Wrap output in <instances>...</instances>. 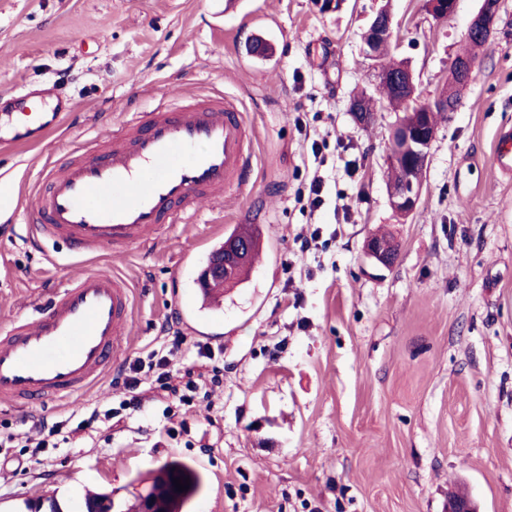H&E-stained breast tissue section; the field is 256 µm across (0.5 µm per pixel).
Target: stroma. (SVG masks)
<instances>
[{
	"label": "stroma",
	"mask_w": 512,
	"mask_h": 512,
	"mask_svg": "<svg viewBox=\"0 0 512 512\" xmlns=\"http://www.w3.org/2000/svg\"><path fill=\"white\" fill-rule=\"evenodd\" d=\"M317 2L0 0V92L49 83L74 106L41 144L0 151V336L84 269L34 234L42 167L110 137L127 113L221 91L242 107L254 158L247 194L197 203L153 249L95 259L134 291L124 357L160 348L194 286L177 271L183 251L238 224L261 225L265 241L210 342L223 388L180 409L190 437L167 435L166 405L150 395L143 412L40 462L0 447V512L39 497L76 512L92 487L121 503L142 492L135 475L173 460L204 478L192 512H446L462 484L478 512H512V176L492 161L512 130V0L438 124L405 219L384 177L397 113L379 101L364 127L350 112L356 93L376 90L363 36L389 6L394 52L425 102L467 49L481 0H457L445 21L424 0ZM259 33L276 47L264 62L247 52ZM316 174L325 204L314 210L300 191ZM380 230L399 247L390 268L363 253Z\"/></svg>",
	"instance_id": "stroma-1"
}]
</instances>
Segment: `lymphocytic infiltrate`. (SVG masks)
Here are the masks:
<instances>
[{
    "mask_svg": "<svg viewBox=\"0 0 512 512\" xmlns=\"http://www.w3.org/2000/svg\"><path fill=\"white\" fill-rule=\"evenodd\" d=\"M164 341L160 348L150 351L146 356L124 362L112 379L113 386L123 387L124 396L115 405H91L72 411L71 415L59 421L47 418L37 419L35 426L39 431L37 439L21 440L18 434L10 431H0V446L24 442L31 458L48 450L60 447L70 436L79 434L91 428L95 422L121 419L142 406L139 389L142 385H150L162 397L167 398L166 415L170 421L167 433L171 438L189 435L186 422L177 418L180 406L192 404L200 386L215 388L224 383V369L214 349L207 344L197 347V356L203 359L208 367V373L203 381L194 380L177 385L172 381V359L179 353L186 342L185 336L173 327H165Z\"/></svg>",
    "mask_w": 512,
    "mask_h": 512,
    "instance_id": "1",
    "label": "lymphocytic infiltrate"
}]
</instances>
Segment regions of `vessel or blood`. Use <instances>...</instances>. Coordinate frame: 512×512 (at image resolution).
<instances>
[{
	"mask_svg": "<svg viewBox=\"0 0 512 512\" xmlns=\"http://www.w3.org/2000/svg\"><path fill=\"white\" fill-rule=\"evenodd\" d=\"M72 109L54 87L0 94V146L41 143ZM75 152L63 168H44L34 214L39 237L63 242L79 262L105 248L118 257L158 244L188 222L197 200L245 192L253 164L244 116L221 93L129 113L110 140ZM493 161L512 173V131L499 134ZM223 301L222 288L198 286L181 316L220 325ZM133 312L126 280L84 271L0 336V399L25 412L93 388L119 361Z\"/></svg>",
	"mask_w": 512,
	"mask_h": 512,
	"instance_id": "obj_1",
	"label": "vessel or blood"
}]
</instances>
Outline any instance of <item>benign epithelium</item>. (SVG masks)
<instances>
[{"instance_id": "1", "label": "benign epithelium", "mask_w": 512, "mask_h": 512, "mask_svg": "<svg viewBox=\"0 0 512 512\" xmlns=\"http://www.w3.org/2000/svg\"><path fill=\"white\" fill-rule=\"evenodd\" d=\"M457 0H429L428 11L436 20H445L455 11ZM499 0H482V5L470 24L467 37H475L488 45L496 31ZM392 31V16L386 11H377L363 39V55L373 61L374 74L377 78L385 77L381 66L382 57L376 50L377 43ZM474 62L468 57L453 60L445 91L426 103L419 105L424 119V127L415 129L404 121H399L393 129L385 167H398L401 161L408 160L406 171L397 184L386 183L390 206L394 213L407 217L418 207L423 189V177L429 156V149L436 137L437 123L432 114L438 111H453L452 103L456 94L470 84V75ZM364 254L375 263L390 267L397 256L398 244L390 239L374 235L364 243ZM244 258V246L237 242L231 244L227 255L219 257L207 271L210 279L229 280L233 277V263ZM448 512H474L469 494L466 490L454 494L448 500Z\"/></svg>"}]
</instances>
